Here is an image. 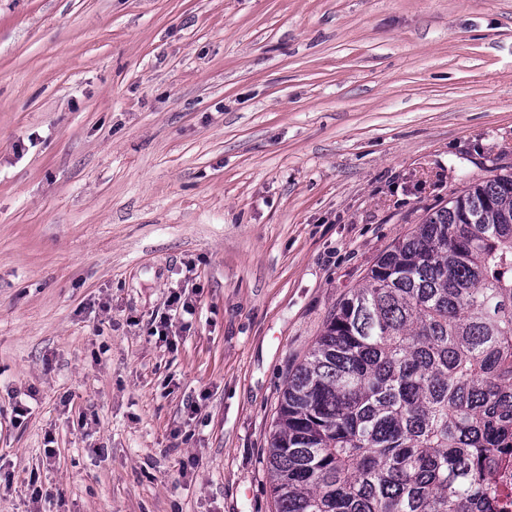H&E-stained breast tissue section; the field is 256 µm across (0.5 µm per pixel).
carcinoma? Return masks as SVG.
Instances as JSON below:
<instances>
[{
    "mask_svg": "<svg viewBox=\"0 0 512 512\" xmlns=\"http://www.w3.org/2000/svg\"><path fill=\"white\" fill-rule=\"evenodd\" d=\"M512 438V172L384 251L288 377L276 512H492Z\"/></svg>",
    "mask_w": 512,
    "mask_h": 512,
    "instance_id": "cac0c4a2",
    "label": "carcinoma"
}]
</instances>
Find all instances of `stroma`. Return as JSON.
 <instances>
[{
  "mask_svg": "<svg viewBox=\"0 0 512 512\" xmlns=\"http://www.w3.org/2000/svg\"><path fill=\"white\" fill-rule=\"evenodd\" d=\"M500 166L512 0H0V512H275L289 374ZM182 300V293L181 292H173L170 294L169 298H168V304L167 306L169 307V311H175V314H174V317H171L172 314H168V315H165L163 316V319L161 321V325L160 327L162 329L159 330V336L160 335H166L167 336V329L169 326H172L173 324V320H175L176 318V315L178 314V311H179V316L182 315L181 317V328L182 329H187L189 324H188V321H185V319L183 318V314H181L180 311H182L183 313H186L188 315H192L193 314V309H192V306L189 304V302H187L186 300Z\"/></svg>",
  "mask_w": 512,
  "mask_h": 512,
  "instance_id": "1",
  "label": "stroma"
}]
</instances>
